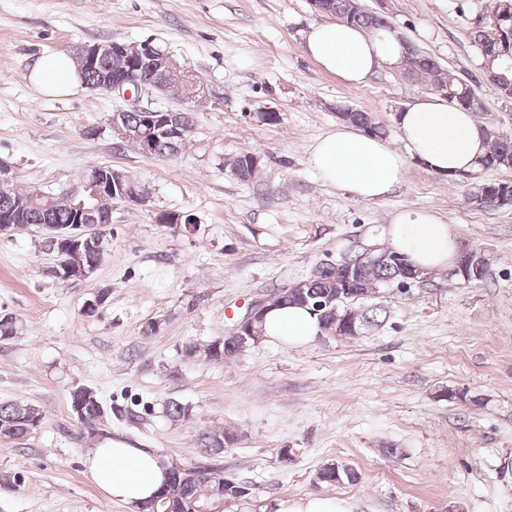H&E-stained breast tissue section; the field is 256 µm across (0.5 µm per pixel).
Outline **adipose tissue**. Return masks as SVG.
<instances>
[{
  "label": "adipose tissue",
  "mask_w": 512,
  "mask_h": 512,
  "mask_svg": "<svg viewBox=\"0 0 512 512\" xmlns=\"http://www.w3.org/2000/svg\"><path fill=\"white\" fill-rule=\"evenodd\" d=\"M305 48L325 71L349 84L362 82L381 66L398 64L401 55L398 40L389 32L368 34L336 21L311 26L305 34ZM31 77L50 93L67 92L78 79L75 64L65 53L43 57ZM396 123L403 149L339 124L316 140L310 162L325 181L359 199L376 201L402 183L408 159L420 160L445 176L473 171L485 151L482 128L473 114L435 95L407 105L398 112ZM387 238L393 251L408 256L425 271L443 272L455 265L456 234L432 211H399ZM318 333L316 317L304 308H274L266 316V334L273 338L306 344ZM85 466L103 493L133 508L151 499L166 479V469L154 450L117 440L92 449Z\"/></svg>",
  "instance_id": "ef3b65f1"
}]
</instances>
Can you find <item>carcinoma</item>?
Listing matches in <instances>:
<instances>
[{
	"label": "carcinoma",
	"mask_w": 512,
	"mask_h": 512,
	"mask_svg": "<svg viewBox=\"0 0 512 512\" xmlns=\"http://www.w3.org/2000/svg\"><path fill=\"white\" fill-rule=\"evenodd\" d=\"M325 14L332 16L338 22H346L359 26L368 31H393L394 25L386 14H375L367 9L349 10V0H325ZM471 41L478 54L480 63L491 62L493 70L504 75L505 80L495 84H487L499 99L512 101V72L504 71L503 62L512 55V40L492 43L488 37L480 32L471 31ZM402 60L406 67L402 74L409 82L440 95L448 102L460 106L470 112H480L482 107L475 102L476 93L472 86L455 73L441 67L432 57L419 51L412 43L403 39ZM135 57L138 63L149 65L152 55L144 50L143 44L136 48L114 42L112 52L103 55L97 65L78 73L82 83L89 86L100 84L112 74L121 71L124 66L125 54ZM163 90L170 92L176 90L183 98L197 91L193 81L174 82L164 76H159ZM339 120L354 125L364 132L382 137L386 134L384 125L375 120L371 113L358 109L345 107ZM487 150L478 160L480 169H511L512 168V140L504 137H485ZM181 144L177 140L164 134L154 138L151 155L156 158H170L179 155ZM259 160L256 156L247 153L241 154L228 163L230 171L238 179L248 181L257 171ZM35 188L21 189L13 185L0 184V214L13 211L16 204L22 199L30 200L29 206L21 211L17 221L18 228L25 229L32 225L57 224L69 225L76 223V209L64 203H50L36 197ZM85 206L94 209L93 215L103 217L112 210L115 198L106 194L99 199L82 198ZM43 252L55 257V261L69 263L74 274L84 270H96L99 264L100 245L94 242L79 255L72 257L60 253L57 244L49 241L40 242ZM402 281L400 271L390 265L381 263H368L361 278L351 287H345L346 268L342 265L336 269V274L315 278L304 288H295L287 294H281L278 305H298L309 308L318 316L320 331L327 334L341 329L342 317L348 304L359 310L356 333L369 326L379 323L384 311L381 305H363V301L371 298L382 288H397ZM320 302L330 304V314L321 318V312L316 305ZM242 344L226 340L221 345L210 341L205 344L189 343L183 347L182 352L187 358L201 359L206 362L224 360L237 354ZM91 397L84 401L81 414L82 423L92 426L99 422L106 408L91 389H85ZM29 403L23 401H7L0 403V439L7 441L20 440L29 435L37 423L27 416L26 408ZM321 483H338L343 480L355 481L357 474L341 463H329L316 474ZM238 501L250 502L251 512H268L269 505L260 504L253 498L246 485L224 476V471L217 466L191 467L182 470H167V481L143 509L147 512H224L226 504Z\"/></svg>",
	"instance_id": "obj_1"
}]
</instances>
